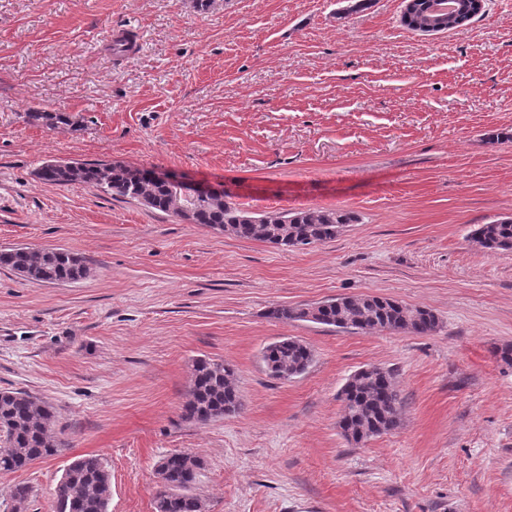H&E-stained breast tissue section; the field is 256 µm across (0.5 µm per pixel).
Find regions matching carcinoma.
<instances>
[{"mask_svg": "<svg viewBox=\"0 0 512 512\" xmlns=\"http://www.w3.org/2000/svg\"><path fill=\"white\" fill-rule=\"evenodd\" d=\"M437 0H416L402 23L412 31L442 32L458 28L480 14L466 6L448 11L435 7ZM28 122L54 128L69 124L62 112L31 109ZM40 180L58 186L83 184L113 198L135 199L145 206L183 218L189 211L193 224L224 225L238 238L261 241L277 248H293L332 240L355 217L336 209L301 208L278 212V221L266 224L264 214L244 210L224 195V201L182 198L178 183L159 181L148 170H132L120 163L75 162L66 168H43ZM471 240L491 252L512 251V216L478 224ZM0 267L25 274L44 283H62L82 277L86 271L80 256L69 251L39 252L27 247L0 251ZM269 316L281 321H305L301 307H275ZM313 322L341 330H409L427 335L438 327V318L425 307H408L395 300L376 296L338 297L321 302ZM313 359L306 344L286 338L266 348L263 361L270 374L288 379L303 373ZM233 371L222 360L199 358L193 361L189 396L183 416L206 423L236 412L242 406L232 382ZM343 413L339 423L346 438L362 443L397 427L401 398L388 370L363 367L348 377L340 392ZM52 408L25 391H0V472H14L55 455L50 430ZM199 457L173 453L163 459L158 475L163 484L156 497L157 512H204L201 499L193 492ZM76 498L73 512H108L111 478L102 458L86 454L66 469L56 489V498Z\"/></svg>", "mask_w": 512, "mask_h": 512, "instance_id": "1", "label": "carcinoma"}]
</instances>
